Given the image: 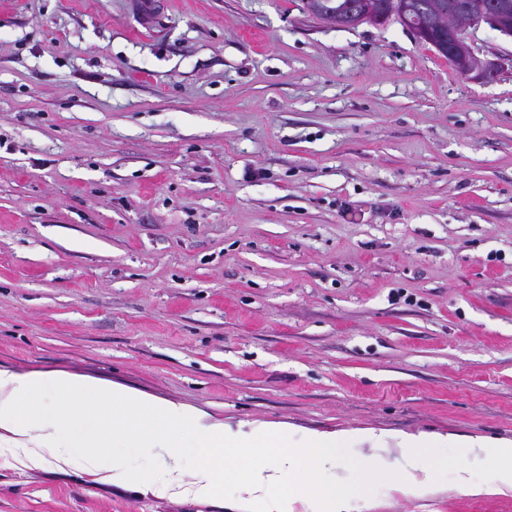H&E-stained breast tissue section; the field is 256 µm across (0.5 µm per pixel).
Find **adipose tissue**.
I'll list each match as a JSON object with an SVG mask.
<instances>
[{"mask_svg":"<svg viewBox=\"0 0 512 512\" xmlns=\"http://www.w3.org/2000/svg\"><path fill=\"white\" fill-rule=\"evenodd\" d=\"M264 449L265 462L249 451ZM0 456L29 470L78 466L156 498L220 500L225 512H364L385 488L407 498L452 484L512 494V440L213 419L137 388L66 370L0 367ZM357 480L337 474V461Z\"/></svg>","mask_w":512,"mask_h":512,"instance_id":"ef3b65f1","label":"adipose tissue"}]
</instances>
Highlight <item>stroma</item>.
Instances as JSON below:
<instances>
[{"label": "stroma", "instance_id": "35a3bbf8", "mask_svg": "<svg viewBox=\"0 0 512 512\" xmlns=\"http://www.w3.org/2000/svg\"><path fill=\"white\" fill-rule=\"evenodd\" d=\"M305 0H0V366L230 423L512 439V37ZM0 512H224L0 457ZM370 512H512L378 490ZM452 46L456 49H462L460 62L468 76L482 81L494 79L498 72L499 64L479 57L468 41L467 35L463 37L454 36Z\"/></svg>", "mask_w": 512, "mask_h": 512}]
</instances>
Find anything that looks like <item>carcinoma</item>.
<instances>
[{
  "label": "carcinoma",
  "mask_w": 512,
  "mask_h": 512,
  "mask_svg": "<svg viewBox=\"0 0 512 512\" xmlns=\"http://www.w3.org/2000/svg\"><path fill=\"white\" fill-rule=\"evenodd\" d=\"M385 0H306L307 9L334 25H353L352 16L360 23H378L385 14ZM406 9L392 14L410 30L426 35V41L436 52L454 61L448 55V16L459 23L471 15L490 7L505 9L512 15V0H405Z\"/></svg>",
  "instance_id": "obj_1"
}]
</instances>
